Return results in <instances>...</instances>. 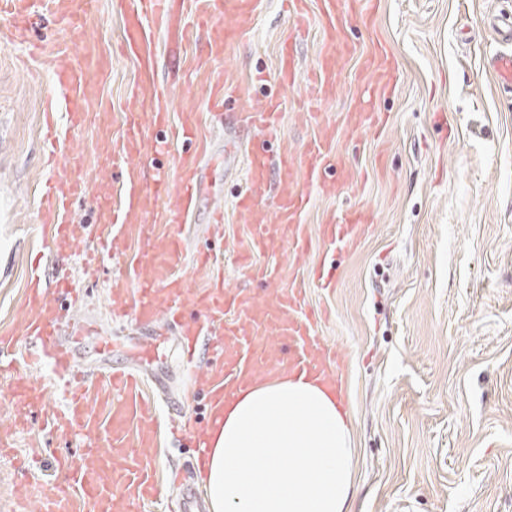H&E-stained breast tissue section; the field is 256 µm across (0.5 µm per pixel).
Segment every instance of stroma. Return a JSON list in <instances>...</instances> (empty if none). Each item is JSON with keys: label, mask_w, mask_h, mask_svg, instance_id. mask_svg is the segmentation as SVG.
Here are the masks:
<instances>
[{"label": "stroma", "mask_w": 512, "mask_h": 512, "mask_svg": "<svg viewBox=\"0 0 512 512\" xmlns=\"http://www.w3.org/2000/svg\"><path fill=\"white\" fill-rule=\"evenodd\" d=\"M511 11L512 0H382L374 29L356 17L343 24L356 52L336 72L338 94L316 115L305 106L322 40L313 2L304 24L282 0H259L252 29L218 60L207 57L206 32L194 33L174 55L165 49L167 34L158 36V75L171 89L173 113L189 101L206 112V77L219 75L256 97L274 93L283 100L282 138L265 142L269 154L285 148L303 154L328 127L338 160L367 175L356 192L328 193L298 174V187L311 196L303 216L309 248L299 265L284 248L261 257L274 273L267 283L235 260L250 225L232 201L247 180L244 165L224 163L225 139L236 138L247 149L255 139L211 128L204 187L224 222L211 224L208 207H201L181 229L188 249L177 270L191 291L208 287L196 255L211 251L225 287L259 294L269 284L311 275L314 266L331 268L334 291L311 286L307 295L312 307L325 310L319 333L344 363L343 398L357 448L353 512H512V91L487 68L491 56L512 49L494 34L489 17ZM121 35L110 0H94L82 31L48 16L30 33L32 41L66 47L76 59L94 44L108 62L98 83L105 111L57 150L83 154L90 186L71 206L83 237L64 258L47 254L39 209L50 153L41 128L52 81L24 50L0 44V336L12 335L22 316L30 261L42 256L50 271L69 274L81 290L76 315L96 328L79 358L88 370L105 358L127 363L141 334L129 315L111 312L107 274L91 279L82 267L101 232L94 193L106 180L97 170L99 148L120 141L126 95L137 79L134 61L120 52ZM377 39L399 67V89L388 99L369 93L361 76ZM285 42L293 43L299 60V77L290 87L278 86L274 76ZM201 59L207 65L199 72ZM369 111L388 113L385 135L350 125V113ZM354 207L372 211V232L354 250L328 251L320 224ZM145 373L149 390L165 392L156 461L169 486L179 472L195 474L197 454L171 433L172 423L204 428L209 411L195 392L194 369L179 360L168 339L158 338ZM29 375L48 399L18 427L10 403L17 374L0 370V430L11 431L0 454V512H35L21 495L24 484L61 480L57 457L82 453L79 433L43 429L45 412L65 405L53 375L37 364Z\"/></svg>", "instance_id": "1"}]
</instances>
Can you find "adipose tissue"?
<instances>
[{
    "instance_id": "adipose-tissue-1",
    "label": "adipose tissue",
    "mask_w": 512,
    "mask_h": 512,
    "mask_svg": "<svg viewBox=\"0 0 512 512\" xmlns=\"http://www.w3.org/2000/svg\"><path fill=\"white\" fill-rule=\"evenodd\" d=\"M355 456L343 402L285 376L222 408L197 479L209 512H352Z\"/></svg>"
}]
</instances>
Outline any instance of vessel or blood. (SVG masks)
Returning <instances> with one entry per match:
<instances>
[{
	"mask_svg": "<svg viewBox=\"0 0 512 512\" xmlns=\"http://www.w3.org/2000/svg\"><path fill=\"white\" fill-rule=\"evenodd\" d=\"M113 2L123 9L122 47L136 62L138 76L125 99L120 150L100 154L102 170L108 175L117 174L120 190L98 198V210L108 232L87 254L85 274H96L99 258L125 257L130 239H138L140 249L135 263L109 287L111 306L131 313L143 329L177 330L182 356L189 361L194 358L199 338L208 335L210 322L223 317L224 335L209 346L216 361L205 364L199 376L213 399L231 397L284 375H303L341 387V359L329 354L318 333L316 318L306 313L301 280H291L287 286L269 289L261 296L246 289H230L219 282L192 294L177 273L184 246L176 229L187 223L202 204V162L208 145L199 132L195 108H186L179 121L171 119L168 93L157 78L156 34L168 30L170 44L175 47L189 39L191 29H208L209 53L220 56L253 27L257 0H197L195 18L189 25L178 21L185 0ZM318 2L323 40L310 87L311 105L316 111L335 94L337 62L353 51L352 45L338 36L337 22L344 11L354 7L352 0ZM91 6L92 0H0V19L7 22L5 30L0 31V43L27 46L31 57L41 58L52 77L57 102L73 130L82 127L91 116L95 95L88 73L94 63L88 59L84 64L73 65L64 49L32 43L29 34L35 17L45 13L60 16L69 29H80ZM488 67L501 86L512 88V52L492 56ZM365 69L373 75L382 95L395 94L398 65L383 43L375 44ZM296 76L294 48L287 43L279 53L276 80L286 85L294 83ZM228 100L233 103V120L238 127L256 131L267 139L279 135L282 103L277 96L260 99L246 87L228 92L223 81L213 83L207 100L209 108L221 110ZM350 121L380 135L387 129L389 115L355 112ZM170 124L175 125L177 137L189 148L178 157L173 172L148 174L140 163L146 148L145 131ZM246 159L248 188L237 196L234 208L252 225L249 253L264 254L281 243L294 254L306 252L309 235L302 217L310 199L293 187L298 168H305L313 183L329 182L339 190L352 187L348 175L335 171L336 155L330 135L314 139L299 158L285 151L273 157L266 150L251 149ZM83 166L81 153H69L66 174L50 173L40 198L45 226L60 256L72 253L80 237L70 206L88 191V184L80 175ZM163 198L169 201L164 221L169 224L170 233H143L142 222ZM267 205L275 212V223H266L259 217ZM371 229L370 214L357 208L323 224L322 238L326 246L349 249L357 247ZM31 273L28 308L16 336H0V358L13 354L17 337L34 343L30 362L50 361L68 395L65 408L50 413L46 425L50 431L62 434L79 432L85 448L82 465L58 460L61 480L27 486L26 496L35 502L37 512H142L145 503L160 492L155 453L160 426L155 416V398L148 393L136 368L152 344L133 343L130 365L115 366L106 361L97 370H76L77 345L90 328L73 321L65 325L52 322L51 311L54 296L77 298V284L70 277L59 276L52 287L46 288L40 266H33ZM188 302L204 312V320L183 321L182 309Z\"/></svg>",
	"mask_w": 512,
	"mask_h": 512,
	"instance_id": "vessel-or-blood-1",
	"label": "vessel or blood"
}]
</instances>
